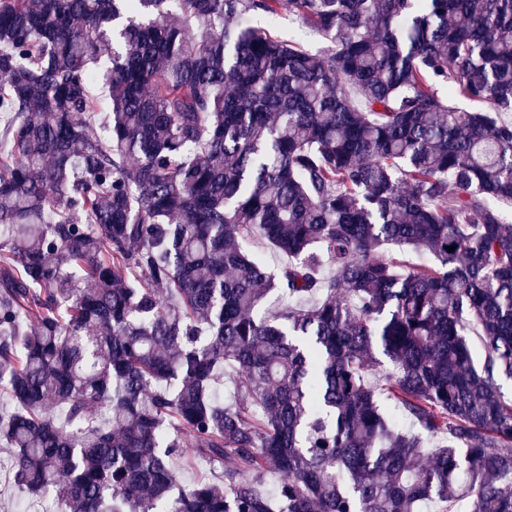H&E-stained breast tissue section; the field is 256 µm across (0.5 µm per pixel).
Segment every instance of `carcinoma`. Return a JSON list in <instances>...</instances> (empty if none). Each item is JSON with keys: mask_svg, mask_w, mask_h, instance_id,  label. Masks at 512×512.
<instances>
[{"mask_svg": "<svg viewBox=\"0 0 512 512\" xmlns=\"http://www.w3.org/2000/svg\"><path fill=\"white\" fill-rule=\"evenodd\" d=\"M284 9L329 53L241 23ZM505 112L512 0H0L16 490L50 512H512ZM196 462L213 477L179 485Z\"/></svg>", "mask_w": 512, "mask_h": 512, "instance_id": "carcinoma-1", "label": "carcinoma"}]
</instances>
